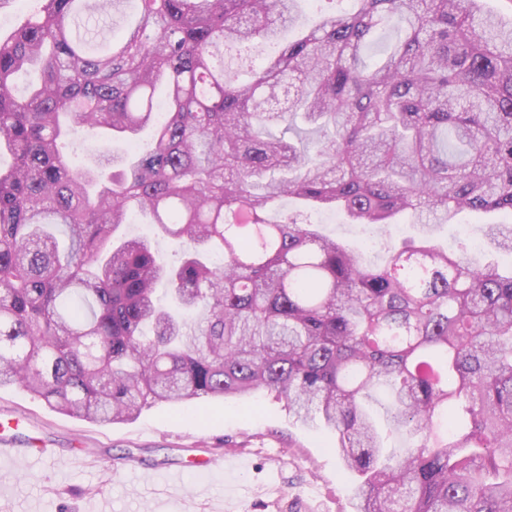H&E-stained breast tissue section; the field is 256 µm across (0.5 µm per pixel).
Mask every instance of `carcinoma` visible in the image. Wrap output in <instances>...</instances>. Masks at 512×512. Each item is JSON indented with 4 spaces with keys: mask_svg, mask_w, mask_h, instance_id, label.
<instances>
[{
    "mask_svg": "<svg viewBox=\"0 0 512 512\" xmlns=\"http://www.w3.org/2000/svg\"><path fill=\"white\" fill-rule=\"evenodd\" d=\"M120 2L40 0L0 35V387L103 425L265 390L336 434L364 477L355 512H512V266L431 239L465 211L512 217V21L483 0H353L242 82L224 56L279 41L299 0H132L123 39H97ZM390 23L403 37L367 65ZM147 127L129 161L63 150L76 128ZM286 198L298 211L270 220ZM322 211L407 213L424 237L374 267L303 221ZM133 212L191 251L158 263L118 234ZM483 232L512 254V222Z\"/></svg>",
    "mask_w": 512,
    "mask_h": 512,
    "instance_id": "1",
    "label": "carcinoma"
}]
</instances>
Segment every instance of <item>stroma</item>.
Masks as SVG:
<instances>
[{
  "label": "stroma",
  "instance_id": "35a3bbf8",
  "mask_svg": "<svg viewBox=\"0 0 512 512\" xmlns=\"http://www.w3.org/2000/svg\"><path fill=\"white\" fill-rule=\"evenodd\" d=\"M1 415L21 419L24 438L58 458L1 460L0 512H355L360 480L341 465L335 433L293 421L271 392L156 404L103 426L4 387ZM132 457L156 476L125 470ZM207 457L218 460L210 474L200 466Z\"/></svg>",
  "mask_w": 512,
  "mask_h": 512
}]
</instances>
